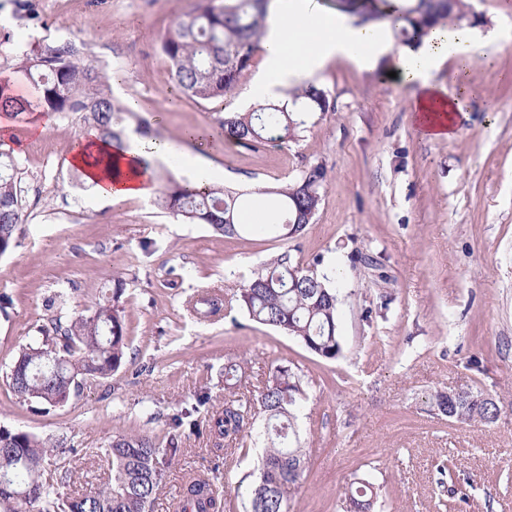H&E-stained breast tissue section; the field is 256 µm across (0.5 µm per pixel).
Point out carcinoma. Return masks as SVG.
I'll return each instance as SVG.
<instances>
[{"mask_svg":"<svg viewBox=\"0 0 512 512\" xmlns=\"http://www.w3.org/2000/svg\"><path fill=\"white\" fill-rule=\"evenodd\" d=\"M273 0H197L166 31L160 49L171 63V77L187 98L207 101L231 94L250 70L266 32ZM340 9L357 17L356 25L369 17L389 19L401 42L416 48L425 36L449 21L467 18L461 0H403L391 7L389 0H339ZM12 66L32 83L36 96L9 93L0 83V112L19 121L33 112L75 114L90 130L110 142H122L129 132L152 133L150 124L112 94L111 76L105 65L85 56L77 36L52 45L35 43L12 55ZM326 92L307 84L296 89L291 101H267L248 112H226L224 138L244 147L266 142H288L304 125L306 112H326ZM24 171L13 150H0V256L15 245L25 223ZM307 171L291 182L267 190L278 196V205L264 212L259 223L241 219L251 211L241 194L222 185L169 181L154 205L188 224H206L214 232L234 236L263 233L276 224L281 237L299 235L312 223L322 202L325 169L315 165L318 185L305 181ZM232 216V223L224 219ZM125 282L112 278V291L91 309L76 313L65 326L55 321L40 329L42 338L23 348L8 376L18 398L57 407L68 402L80 382L88 377L108 378L124 363L128 345L125 308L121 302ZM239 306L248 316L297 339L312 354L334 360L342 352L338 298L325 275L295 261L284 250L271 258L240 289ZM220 310L219 299L206 294L193 303L202 318ZM304 399L298 376L287 365H278L259 387L258 395L232 397L224 408L210 415V432L231 449L252 435L255 405L266 415L264 446L254 472L251 512H288V494L305 470L303 449L294 446L298 432L297 411ZM206 394L196 405L173 415L175 427L189 425ZM463 420L490 423L498 416L495 401L468 404ZM63 451L59 445L21 431L0 429V472L14 479L17 495L8 512H148L161 483L163 471L183 456L182 441L172 436L157 446L147 434H120L112 438L104 456L112 467L106 486L84 495L59 492L69 470L49 468ZM182 512H223L222 502L211 492L206 478H194L182 489ZM378 493L362 482L346 492L349 512H373Z\"/></svg>","mask_w":512,"mask_h":512,"instance_id":"obj_1","label":"carcinoma"}]
</instances>
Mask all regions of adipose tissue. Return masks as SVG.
Instances as JSON below:
<instances>
[{"label": "adipose tissue", "instance_id": "adipose-tissue-1", "mask_svg": "<svg viewBox=\"0 0 512 512\" xmlns=\"http://www.w3.org/2000/svg\"><path fill=\"white\" fill-rule=\"evenodd\" d=\"M267 23L260 71L251 87V99L256 103L274 90H285L312 78L334 59L349 58L364 67L386 56L391 48L388 31L323 14L311 0H277ZM476 45L469 31L439 29L418 49L400 54L395 71L398 80L414 90L412 120L423 136L432 140L455 136L461 104L432 81L430 71L439 56L467 58ZM157 159L174 162L180 169L200 163L197 156L176 142L132 133L117 145L101 139L93 130L80 136L71 156L87 183L108 202L150 198L155 190L153 162Z\"/></svg>", "mask_w": 512, "mask_h": 512}]
</instances>
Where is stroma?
<instances>
[{
  "mask_svg": "<svg viewBox=\"0 0 512 512\" xmlns=\"http://www.w3.org/2000/svg\"><path fill=\"white\" fill-rule=\"evenodd\" d=\"M464 3L485 44L452 139L417 131L411 87L383 76L395 58L374 71L341 58L312 79L330 111L306 113L297 140L245 148L225 139L220 120L245 110L250 80L225 99L185 98L160 49L196 0H33L40 27L0 0V74L21 94L30 84L6 56L73 33L106 65L115 93L141 102L164 139L204 160L203 180L250 200L254 184L276 187L316 164L326 171L321 206L300 235L223 237L149 199L103 203L77 182L78 117L53 113L43 135L21 134L26 223L0 256V428L62 446L60 462L74 472L65 493L106 481L99 452L113 436L145 433L162 447L172 415L197 393L223 406L237 391L224 366L244 359L250 386L285 364L305 393L298 432L307 464L288 512H345L344 491L360 479L379 489L376 512H512V0ZM195 129L205 137L187 140ZM284 250L333 279L336 359L250 319L237 302L251 273ZM116 276L126 282L125 364L61 407L14 395L7 377L20 350L51 320L65 324L93 306ZM203 291L222 301L205 320L188 307ZM448 389L489 395L497 419L448 421L431 404ZM177 431L184 455L166 469L149 512H178L193 474L212 481L224 512H244L255 439L229 455L207 435Z\"/></svg>",
  "mask_w": 512,
  "mask_h": 512,
  "instance_id": "obj_1",
  "label": "stroma"
}]
</instances>
